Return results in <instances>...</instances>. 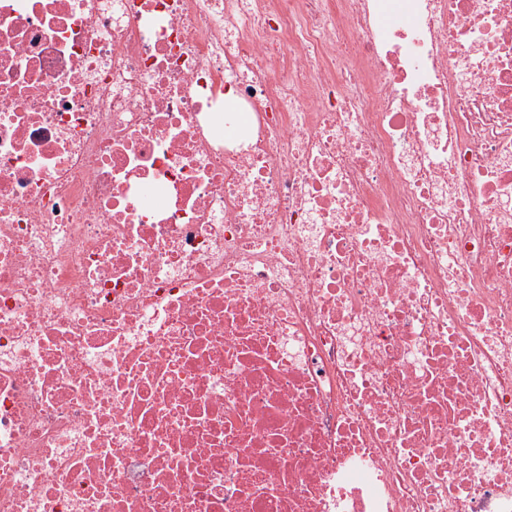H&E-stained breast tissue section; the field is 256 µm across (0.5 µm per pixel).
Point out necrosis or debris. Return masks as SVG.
I'll use <instances>...</instances> for the list:
<instances>
[{
  "label": "necrosis or debris",
  "instance_id": "1",
  "mask_svg": "<svg viewBox=\"0 0 512 512\" xmlns=\"http://www.w3.org/2000/svg\"><path fill=\"white\" fill-rule=\"evenodd\" d=\"M0 512H512V0H0Z\"/></svg>",
  "mask_w": 512,
  "mask_h": 512
}]
</instances>
